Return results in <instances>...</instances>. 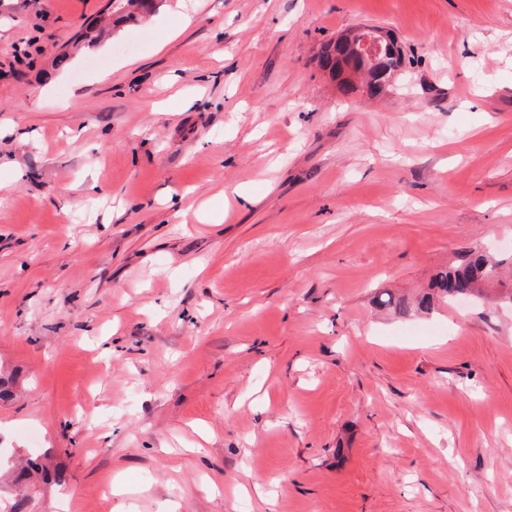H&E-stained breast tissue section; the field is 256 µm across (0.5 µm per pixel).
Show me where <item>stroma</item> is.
Masks as SVG:
<instances>
[{"mask_svg":"<svg viewBox=\"0 0 512 512\" xmlns=\"http://www.w3.org/2000/svg\"><path fill=\"white\" fill-rule=\"evenodd\" d=\"M0 0V448L48 512H512V0ZM378 26L392 91L318 56ZM461 262L445 271H439L433 278L432 288H436L440 298L446 303H454L453 291L482 294L485 286H497L500 294L512 300V284H508L507 273L512 267V256L492 257L480 249H470L461 256ZM482 272L485 278H474ZM384 295L387 298H383ZM377 300L381 307L392 308L394 313L400 316L429 313L433 309V300L428 293L420 296L411 306L402 300H395L387 293L382 294Z\"/></svg>","mask_w":512,"mask_h":512,"instance_id":"1","label":"stroma"}]
</instances>
